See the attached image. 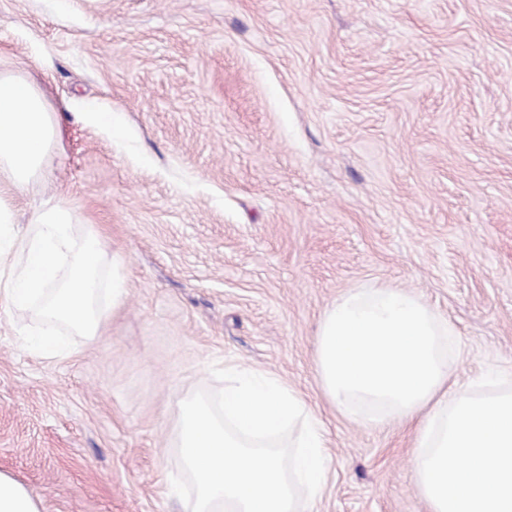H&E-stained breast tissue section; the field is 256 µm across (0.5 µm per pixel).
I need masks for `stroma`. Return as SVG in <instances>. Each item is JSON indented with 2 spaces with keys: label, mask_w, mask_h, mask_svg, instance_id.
I'll return each instance as SVG.
<instances>
[{
  "label": "stroma",
  "mask_w": 512,
  "mask_h": 512,
  "mask_svg": "<svg viewBox=\"0 0 512 512\" xmlns=\"http://www.w3.org/2000/svg\"><path fill=\"white\" fill-rule=\"evenodd\" d=\"M20 65L58 125L13 222L68 200L128 295L55 359L0 304V473L40 512H185L178 404L237 365L317 409L316 512H428L412 432L324 397L316 333L402 288L452 326L454 381L512 382V0H0Z\"/></svg>",
  "instance_id": "obj_1"
}]
</instances>
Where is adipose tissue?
Listing matches in <instances>:
<instances>
[{
	"mask_svg": "<svg viewBox=\"0 0 512 512\" xmlns=\"http://www.w3.org/2000/svg\"><path fill=\"white\" fill-rule=\"evenodd\" d=\"M56 137L52 111L39 87L21 74L0 75V198L39 174Z\"/></svg>",
	"mask_w": 512,
	"mask_h": 512,
	"instance_id": "adipose-tissue-1",
	"label": "adipose tissue"
}]
</instances>
